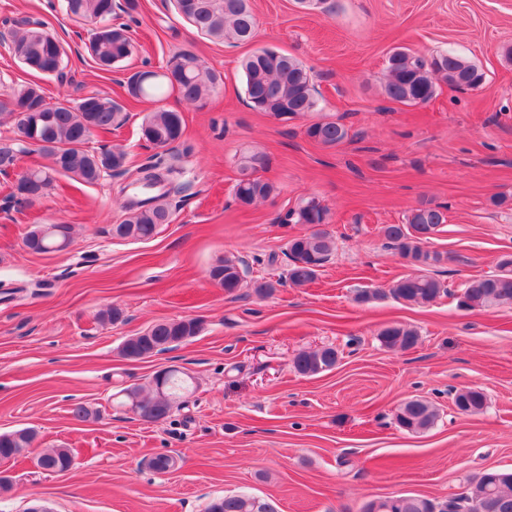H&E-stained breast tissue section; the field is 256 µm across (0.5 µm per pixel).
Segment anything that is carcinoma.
Here are the masks:
<instances>
[{"instance_id":"obj_1","label":"carcinoma","mask_w":512,"mask_h":512,"mask_svg":"<svg viewBox=\"0 0 512 512\" xmlns=\"http://www.w3.org/2000/svg\"><path fill=\"white\" fill-rule=\"evenodd\" d=\"M176 13L188 21L197 32L221 41L250 43L257 36L259 20L250 0H173ZM137 0H125L121 11H116L113 0H60L61 12L73 21L92 25L88 52L101 69L119 68L133 54L135 46L130 26L119 21V13L132 16ZM10 49L14 57L27 69L44 76L64 78L66 49L60 40L49 38V29L42 22L27 19L14 22L8 31ZM165 68L172 78L153 70L140 72L143 79L127 83L128 94L138 100H155L169 91H175L186 102L203 104L222 82L221 74L203 64L191 51H179L166 61ZM245 76V94L249 106L275 119L294 117L313 112L317 108L315 87L307 68L295 57L259 48L241 62ZM461 89L475 90L484 85L485 76L471 61L452 52L430 57L418 55L407 48L397 47L387 59V78L384 95L392 102L410 105L425 104L437 92V80ZM44 93L37 84H24L14 90L6 101H0V111L16 117L20 134L29 129L53 145L60 162L51 160L50 153L42 152L47 163L28 169L34 190L41 199L49 194L55 176L62 175L80 184H94L108 173L133 172L126 192L133 194L125 205V218L112 225V236L122 240L144 241L157 233L163 224L172 221L167 202L171 194L183 190V168L177 146L184 135L182 114L175 110L158 109L148 113L141 124L142 139L158 149L155 161L129 168L127 152L121 148L91 146L99 132H107L119 125L123 107L117 101L97 93H88L78 99L63 97L54 103L41 105ZM35 104L39 109L25 117H17L13 106ZM305 134L327 148H333L349 137V128L334 120L310 124ZM30 152L22 142L0 145V169L13 167L19 155ZM267 165L265 155L247 153L238 162L239 178L235 185V199L244 206L264 202L275 195L274 182L258 175ZM328 208L315 197L301 198L285 215V223L305 224L312 230L288 241L289 265L285 281H258L256 292L261 296L272 294L275 288L287 282L300 288L318 277L329 261L335 243L322 229L326 224ZM447 223L445 208L421 204L411 209L403 224H386L381 234L387 246L396 249L417 267L436 265L442 261L437 252L425 248L440 226ZM60 232L37 236L34 227L23 239L32 253L61 251L60 242L72 236V227L59 225ZM248 266L242 259L230 257L213 265L209 278L231 294L240 287ZM447 293L439 279L432 275L413 273L397 279L388 291L362 290L357 300L367 302L386 294L410 304L425 306ZM512 305V258L498 262V271L467 280L457 297V307L489 309ZM201 322L196 318L159 321L143 332L128 337L119 347L121 358L141 361L175 349L199 335ZM380 343L392 350L406 351L419 342L418 332L408 326L392 323L378 333ZM339 360V352L332 346H322L298 353L293 359L294 369L308 377L332 370ZM152 391L124 386L115 396L118 405L139 410L143 419L164 420L173 411L185 407L193 393V377L178 368H168L164 379L154 375ZM454 404L471 413H480L487 406V396L478 388H466L455 393ZM437 418L435 405L424 398L404 402L395 414L397 425L408 433H422L432 427ZM37 434L22 428L0 434V461L11 460L30 452ZM40 469L53 468L59 472L70 470L73 456L70 449L60 447L40 451L33 456ZM381 512H512V472L486 471L476 478L473 491L464 490L448 501L437 504L432 499L396 495L380 500ZM206 512H275L272 505L258 503L245 495H226L214 500Z\"/></svg>"}]
</instances>
